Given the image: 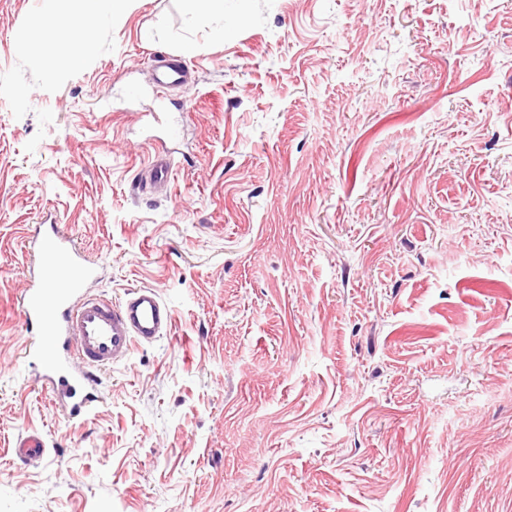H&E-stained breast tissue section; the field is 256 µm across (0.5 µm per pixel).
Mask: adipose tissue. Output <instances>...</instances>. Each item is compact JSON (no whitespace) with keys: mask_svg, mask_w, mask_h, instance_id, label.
Listing matches in <instances>:
<instances>
[{"mask_svg":"<svg viewBox=\"0 0 512 512\" xmlns=\"http://www.w3.org/2000/svg\"><path fill=\"white\" fill-rule=\"evenodd\" d=\"M133 0H41L35 28L40 33H54L67 46L70 66L82 64L95 51L88 38L91 27L108 23L125 14Z\"/></svg>","mask_w":512,"mask_h":512,"instance_id":"adipose-tissue-1","label":"adipose tissue"}]
</instances>
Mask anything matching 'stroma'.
<instances>
[{
  "mask_svg": "<svg viewBox=\"0 0 512 512\" xmlns=\"http://www.w3.org/2000/svg\"><path fill=\"white\" fill-rule=\"evenodd\" d=\"M39 6L0 0V512H512V0H248L220 41L134 0L78 69L17 50ZM39 224L173 313L80 420L24 355ZM153 74V81L157 88H181L186 83V69L177 59H164ZM45 442L38 434H29L21 437L17 441L16 455L22 460H35L43 456L45 452Z\"/></svg>",
  "mask_w": 512,
  "mask_h": 512,
  "instance_id": "obj_1",
  "label": "stroma"
}]
</instances>
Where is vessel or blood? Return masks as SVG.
Returning <instances> with one entry per match:
<instances>
[{"label": "vessel or blood", "instance_id": "obj_1", "mask_svg": "<svg viewBox=\"0 0 512 512\" xmlns=\"http://www.w3.org/2000/svg\"><path fill=\"white\" fill-rule=\"evenodd\" d=\"M153 81L163 90L182 87L186 69L179 60H163ZM34 251L30 285L20 296L31 337L27 354L60 411L73 420L98 401L100 371L123 361L135 344L167 334L172 315L151 288L136 289L119 303L86 291L97 269L60 225H40ZM44 452L40 435L17 441L20 460H35Z\"/></svg>", "mask_w": 512, "mask_h": 512}]
</instances>
